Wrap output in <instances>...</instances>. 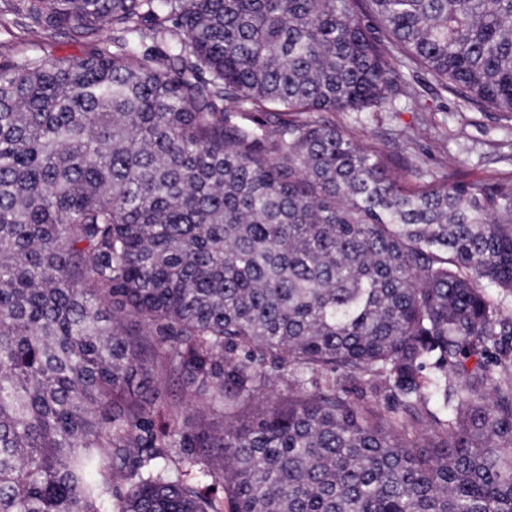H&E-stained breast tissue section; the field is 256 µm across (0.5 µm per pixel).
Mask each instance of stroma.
I'll list each match as a JSON object with an SVG mask.
<instances>
[{"mask_svg":"<svg viewBox=\"0 0 512 512\" xmlns=\"http://www.w3.org/2000/svg\"><path fill=\"white\" fill-rule=\"evenodd\" d=\"M342 120L363 142L380 140L393 151L410 145L415 172L427 177L446 173L452 158L463 161L474 181L512 170V119L506 113L455 111L453 98L438 99L426 85L396 111L346 114Z\"/></svg>","mask_w":512,"mask_h":512,"instance_id":"1","label":"stroma"}]
</instances>
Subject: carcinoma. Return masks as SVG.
Here are the masks:
<instances>
[{
  "mask_svg": "<svg viewBox=\"0 0 512 512\" xmlns=\"http://www.w3.org/2000/svg\"><path fill=\"white\" fill-rule=\"evenodd\" d=\"M0 26L88 47L0 52V512H512V171L411 180L336 122L423 74L512 115V0H0ZM158 361L234 421L177 426ZM42 50L58 57L80 58L84 55L85 46L82 43L71 41L67 38H58L51 44L40 45ZM346 390L348 392V397L352 402L357 404L359 409L366 413L367 411L371 410L376 415H373L372 413V419L376 422L381 421L378 414L381 413L382 415L387 414L385 412V401L383 398H373L368 395H362L359 387L353 386L351 384H346Z\"/></svg>",
  "mask_w": 512,
  "mask_h": 512,
  "instance_id": "cac0c4a2",
  "label": "carcinoma"
}]
</instances>
